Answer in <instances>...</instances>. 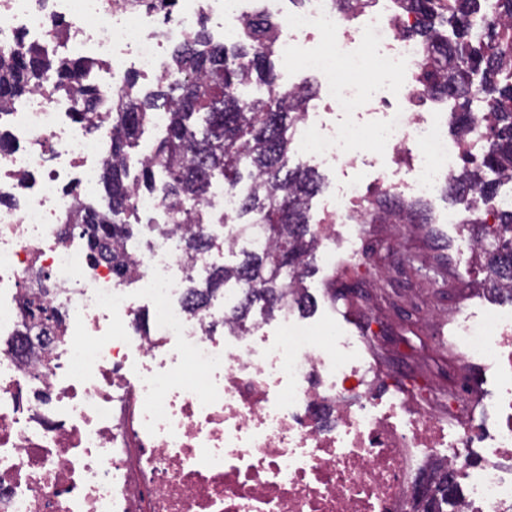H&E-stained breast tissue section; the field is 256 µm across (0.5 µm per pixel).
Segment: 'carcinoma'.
<instances>
[{"label": "carcinoma", "mask_w": 512, "mask_h": 512, "mask_svg": "<svg viewBox=\"0 0 512 512\" xmlns=\"http://www.w3.org/2000/svg\"><path fill=\"white\" fill-rule=\"evenodd\" d=\"M415 16V25L403 31L426 45L417 68L419 84L429 93L457 101L454 123L466 131L473 122L470 100L484 99L492 119L493 135L476 160L464 161L463 172L451 178L446 194H473L492 199L499 183L484 172L512 179V35L475 17V0H399ZM273 24L263 11L254 13L246 31L230 50L211 43L203 30L177 45L167 74L159 79L163 89L142 94L136 78H127L120 105L110 113L112 152L100 181L107 206L92 208L83 223H73L86 239L89 257L112 265L116 277L129 276L132 260L115 244L130 239L133 225L141 224L133 194H159L172 209L173 218L193 224V210L216 178L234 190L245 184L235 223L248 229L259 225L263 246H244L238 260L213 270L205 282L190 285L188 305L206 310L210 298L229 288L240 298L224 311V322L243 326L252 308L273 318L286 304L309 313L316 302L301 287V277L312 267L316 234L310 225L311 199L322 190L318 173L291 164L292 130L304 116L313 88L290 91L277 82L271 64ZM454 29L448 40V29ZM87 64L81 58L59 56L38 45L18 40L0 54V116L6 107L45 84L72 93L74 119L89 125L102 105L96 87L83 80ZM255 83L265 88L262 97L244 100L236 89ZM169 105L165 136L148 160H133L131 149L149 126L158 102ZM137 173L131 174V167ZM370 224H427L419 202L380 193L369 201ZM206 233L183 232L181 252L193 258L211 248ZM481 258L494 287L512 298V240L482 249ZM448 476L429 488L431 512H456V496L448 494Z\"/></svg>", "instance_id": "cac0c4a2"}]
</instances>
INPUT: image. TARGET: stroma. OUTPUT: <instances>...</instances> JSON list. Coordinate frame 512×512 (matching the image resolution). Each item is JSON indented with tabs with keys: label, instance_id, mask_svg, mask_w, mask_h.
<instances>
[{
	"label": "stroma",
	"instance_id": "obj_1",
	"mask_svg": "<svg viewBox=\"0 0 512 512\" xmlns=\"http://www.w3.org/2000/svg\"><path fill=\"white\" fill-rule=\"evenodd\" d=\"M390 164L387 148L380 145L368 162L352 165L342 159L320 168L324 187L312 200V222L322 219L324 203L346 182L359 181L368 184L370 194L379 193L373 169ZM363 234L368 246L355 261L334 271L319 258L304 278V288L317 301L308 322H335L349 329L372 325L380 331L373 348L379 363L409 386L447 395L448 371L458 360L439 341L437 328L447 323L453 302L491 308L512 301L493 291L482 266H474L467 277L458 276L448 225L367 224ZM408 252L419 256L418 268L399 272L400 260ZM331 272L343 287L333 302L325 296V277Z\"/></svg>",
	"mask_w": 512,
	"mask_h": 512
}]
</instances>
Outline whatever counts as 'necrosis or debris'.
<instances>
[{
	"label": "necrosis or debris",
	"instance_id": "obj_1",
	"mask_svg": "<svg viewBox=\"0 0 512 512\" xmlns=\"http://www.w3.org/2000/svg\"><path fill=\"white\" fill-rule=\"evenodd\" d=\"M0 0V46L17 36L64 46L91 63L104 100L120 94L128 70L158 78L171 45L203 22L234 35L255 8L277 23L279 55L295 60L317 93L294 131L300 161L320 167L344 157L371 132L407 156L376 179L400 197L428 201L465 155L490 136L486 107L473 100L466 133L449 136L453 100L415 82L421 43L400 36L413 15L393 0L340 19L334 0ZM374 92L371 127L331 124ZM72 95L51 85L8 114L13 148L0 154V512H404L432 466L462 480L460 512H512V306L459 307L448 346L478 365L494 388L451 383L447 406H426L380 369L374 338L340 325L303 322L282 311L268 334L264 317L224 325V297L206 312L186 303L190 279L222 264L240 244L239 196L211 184L205 206L217 245L186 261L176 236L132 248L128 292L105 262L88 258L64 216L85 206L98 182L112 123L91 130L72 117ZM363 184L342 185L316 243L327 264L348 262L362 242L336 222L366 211ZM512 208L470 198L441 215L469 264ZM482 215L479 228L471 220ZM48 276L45 305L62 317L54 336L28 337L27 285Z\"/></svg>",
	"mask_w": 512,
	"mask_h": 512
}]
</instances>
